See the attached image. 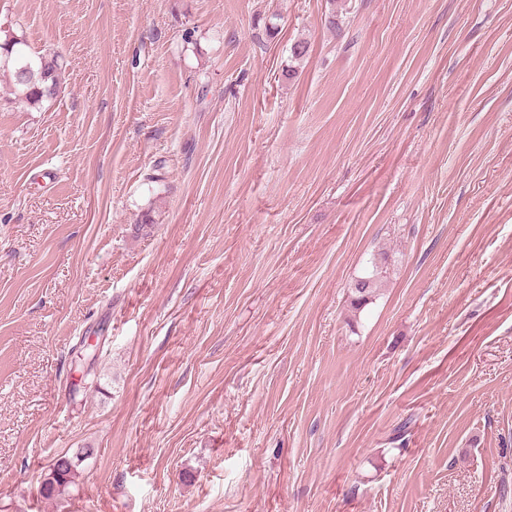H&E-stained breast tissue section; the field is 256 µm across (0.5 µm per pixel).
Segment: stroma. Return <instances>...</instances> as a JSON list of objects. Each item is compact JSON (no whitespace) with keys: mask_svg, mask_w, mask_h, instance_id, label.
I'll list each match as a JSON object with an SVG mask.
<instances>
[{"mask_svg":"<svg viewBox=\"0 0 512 512\" xmlns=\"http://www.w3.org/2000/svg\"><path fill=\"white\" fill-rule=\"evenodd\" d=\"M0 24V512H512V0ZM0 73L9 74L15 101L36 108L63 88L65 67L58 55L32 52L23 34L0 24ZM372 270L365 276L355 280L350 291V306L355 311H362L370 302L378 289L382 271L376 262L371 261ZM73 467L72 460L66 455L57 458L50 468L54 471L53 479L42 484L41 493L49 499L64 492L72 482Z\"/></svg>","mask_w":512,"mask_h":512,"instance_id":"stroma-1","label":"stroma"}]
</instances>
